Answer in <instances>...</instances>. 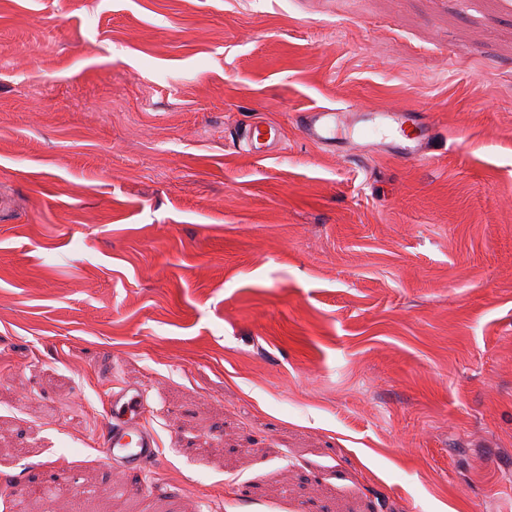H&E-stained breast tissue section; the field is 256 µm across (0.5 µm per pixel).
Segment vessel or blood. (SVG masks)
<instances>
[{
    "instance_id": "obj_1",
    "label": "vessel or blood",
    "mask_w": 512,
    "mask_h": 512,
    "mask_svg": "<svg viewBox=\"0 0 512 512\" xmlns=\"http://www.w3.org/2000/svg\"><path fill=\"white\" fill-rule=\"evenodd\" d=\"M340 109L320 107L301 113L300 121L304 135L314 143L334 146L336 131L341 123ZM400 121L395 109H382L371 113L369 130L392 136ZM231 139L246 146L252 156L263 158L281 141V131L274 123H253L236 129ZM428 140L425 127H416L414 133L406 135L399 146L402 155L418 159L424 154ZM147 404L140 395L128 394L127 390L112 393L111 403L104 418L106 435L101 462L119 472L138 470L140 465L158 452V440L146 425Z\"/></svg>"
}]
</instances>
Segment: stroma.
I'll return each instance as SVG.
<instances>
[{
    "instance_id": "35a3bbf8",
    "label": "stroma",
    "mask_w": 512,
    "mask_h": 512,
    "mask_svg": "<svg viewBox=\"0 0 512 512\" xmlns=\"http://www.w3.org/2000/svg\"><path fill=\"white\" fill-rule=\"evenodd\" d=\"M318 106L420 109L427 155L313 144ZM124 385L160 447L114 499ZM51 474L68 512H512V0H0V512ZM233 143L238 147L243 144L248 152L258 158H264L276 148L281 141L280 127L274 123H253L235 129L231 134Z\"/></svg>"
}]
</instances>
